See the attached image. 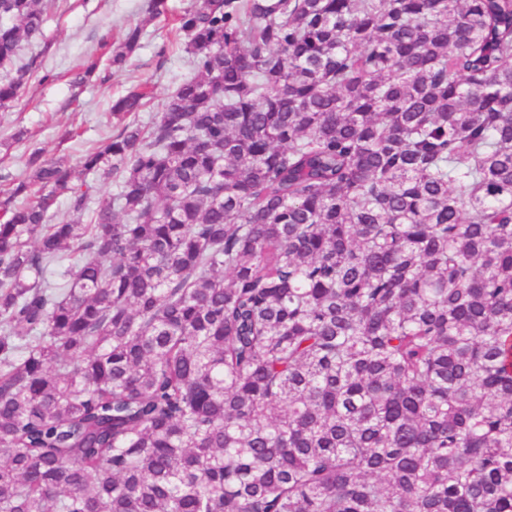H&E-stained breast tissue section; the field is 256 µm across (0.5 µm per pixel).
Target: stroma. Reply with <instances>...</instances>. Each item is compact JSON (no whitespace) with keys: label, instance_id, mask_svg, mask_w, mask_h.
<instances>
[{"label":"stroma","instance_id":"stroma-1","mask_svg":"<svg viewBox=\"0 0 512 512\" xmlns=\"http://www.w3.org/2000/svg\"><path fill=\"white\" fill-rule=\"evenodd\" d=\"M148 0H40L43 34L25 43L16 59L42 63L18 100L0 111V201L14 184L27 177L29 158L62 159L79 166L83 154L115 133L120 126L110 106L114 99L141 84L152 94L138 113L149 125L164 101L192 68L178 33V18L193 0H168L166 14L152 18ZM142 24V46L124 69L103 79L86 69L100 53L101 42L119 46L128 26Z\"/></svg>","mask_w":512,"mask_h":512}]
</instances>
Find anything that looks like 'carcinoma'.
Listing matches in <instances>:
<instances>
[{
    "instance_id": "obj_1",
    "label": "carcinoma",
    "mask_w": 512,
    "mask_h": 512,
    "mask_svg": "<svg viewBox=\"0 0 512 512\" xmlns=\"http://www.w3.org/2000/svg\"><path fill=\"white\" fill-rule=\"evenodd\" d=\"M37 3L0 0L1 68ZM180 29L150 128L76 182L32 158L0 215V512H512V0Z\"/></svg>"
}]
</instances>
